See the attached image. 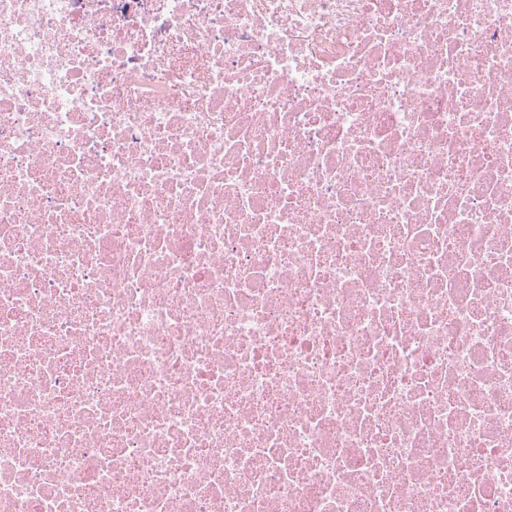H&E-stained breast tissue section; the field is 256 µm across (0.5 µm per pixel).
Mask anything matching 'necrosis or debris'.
I'll list each match as a JSON object with an SVG mask.
<instances>
[{
  "instance_id": "necrosis-or-debris-1",
  "label": "necrosis or debris",
  "mask_w": 512,
  "mask_h": 512,
  "mask_svg": "<svg viewBox=\"0 0 512 512\" xmlns=\"http://www.w3.org/2000/svg\"><path fill=\"white\" fill-rule=\"evenodd\" d=\"M0 512H512V0H0Z\"/></svg>"
}]
</instances>
